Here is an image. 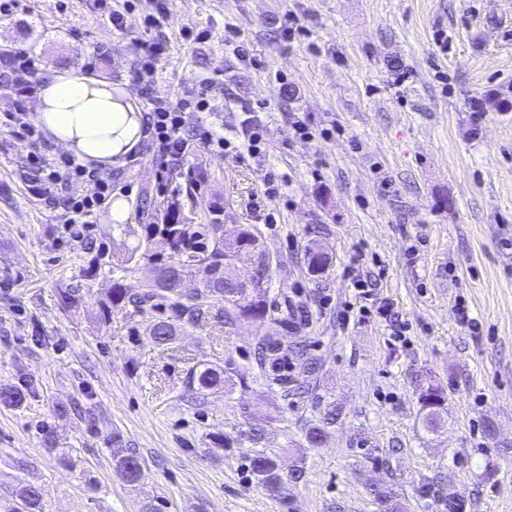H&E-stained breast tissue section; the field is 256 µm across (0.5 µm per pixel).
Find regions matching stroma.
<instances>
[{
	"label": "stroma",
	"instance_id": "obj_1",
	"mask_svg": "<svg viewBox=\"0 0 512 512\" xmlns=\"http://www.w3.org/2000/svg\"><path fill=\"white\" fill-rule=\"evenodd\" d=\"M129 1L120 29L99 0H18L0 12V53L93 69L142 110L137 44L161 43L154 95L213 78L203 122L232 147L197 144L162 182L142 138L101 173L124 224L101 208L78 244L61 224L82 184L38 199L29 146L0 122V388L31 387L22 405L0 403V512L28 482L48 512H385L370 494L379 483L407 512H439L417 493L426 480L467 512H512V109L497 106L512 100V0H164L167 20L148 32L147 0L112 7ZM185 26L210 37L187 43ZM257 129L260 152L236 153ZM147 196L190 224L223 212L229 236L253 225L279 259L272 296L311 315L283 336L304 346L295 392L254 361L258 334L281 336L272 324L189 327L168 348L150 335L157 309L102 319L113 279L137 293L154 276L150 262L124 263L144 243ZM313 239L333 254L319 276L306 265ZM360 281L372 298L348 311ZM69 289L81 295L72 308L60 299ZM204 362L234 364L247 387L192 402L187 376ZM427 377L448 397L435 434L419 423ZM331 402L336 422L310 446L304 432ZM255 421L268 425L266 452L306 470L289 505L251 476L248 448L213 441ZM116 434L142 460L136 488L112 468Z\"/></svg>",
	"mask_w": 512,
	"mask_h": 512
}]
</instances>
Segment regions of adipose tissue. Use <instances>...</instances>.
<instances>
[{
	"mask_svg": "<svg viewBox=\"0 0 512 512\" xmlns=\"http://www.w3.org/2000/svg\"><path fill=\"white\" fill-rule=\"evenodd\" d=\"M111 81L75 70H52L42 78L34 112L57 145L83 162L107 166L133 150L138 119L113 101Z\"/></svg>",
	"mask_w": 512,
	"mask_h": 512,
	"instance_id": "1",
	"label": "adipose tissue"
}]
</instances>
